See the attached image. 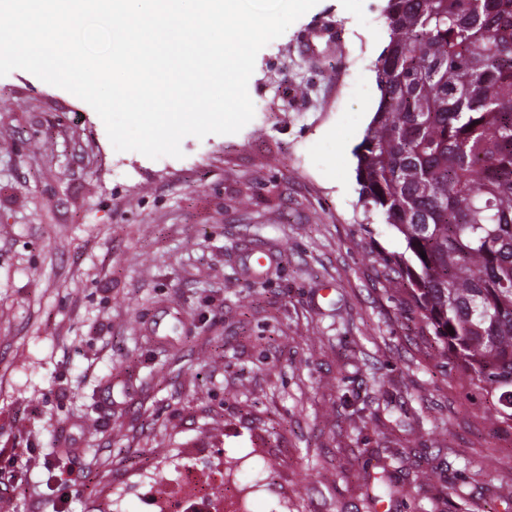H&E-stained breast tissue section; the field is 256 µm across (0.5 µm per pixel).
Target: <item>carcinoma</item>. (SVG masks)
Segmentation results:
<instances>
[{"label":"carcinoma","mask_w":512,"mask_h":512,"mask_svg":"<svg viewBox=\"0 0 512 512\" xmlns=\"http://www.w3.org/2000/svg\"><path fill=\"white\" fill-rule=\"evenodd\" d=\"M384 16L360 200L406 242L389 282L436 356L512 430V0H387Z\"/></svg>","instance_id":"1"}]
</instances>
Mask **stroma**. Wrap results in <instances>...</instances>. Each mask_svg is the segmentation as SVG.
Returning a JSON list of instances; mask_svg holds the SVG:
<instances>
[{
	"label": "stroma",
	"instance_id": "1",
	"mask_svg": "<svg viewBox=\"0 0 512 512\" xmlns=\"http://www.w3.org/2000/svg\"><path fill=\"white\" fill-rule=\"evenodd\" d=\"M384 5L319 0L258 52L253 119L179 158L0 77V512H148L204 448L250 512H512V433L435 358L385 278L406 243L359 200ZM316 26L341 35L310 56Z\"/></svg>",
	"mask_w": 512,
	"mask_h": 512
}]
</instances>
